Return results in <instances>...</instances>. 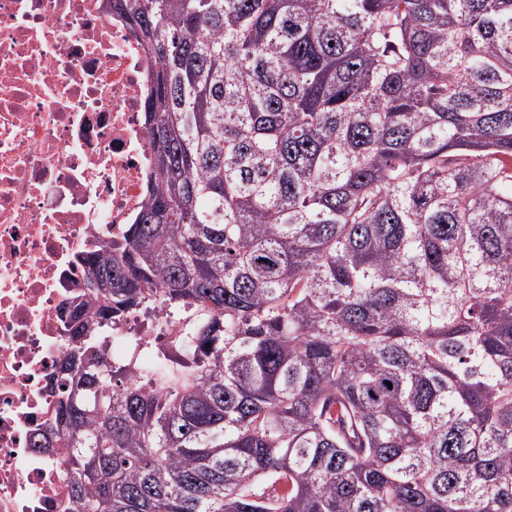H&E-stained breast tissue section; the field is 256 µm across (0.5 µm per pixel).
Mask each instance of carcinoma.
<instances>
[{"label": "carcinoma", "instance_id": "obj_1", "mask_svg": "<svg viewBox=\"0 0 512 512\" xmlns=\"http://www.w3.org/2000/svg\"><path fill=\"white\" fill-rule=\"evenodd\" d=\"M147 200L79 257L70 512H512V0H112ZM196 308L158 366L103 328Z\"/></svg>", "mask_w": 512, "mask_h": 512}]
</instances>
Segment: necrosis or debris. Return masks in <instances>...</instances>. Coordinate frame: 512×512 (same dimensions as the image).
Instances as JSON below:
<instances>
[{"label":"necrosis or debris","mask_w":512,"mask_h":512,"mask_svg":"<svg viewBox=\"0 0 512 512\" xmlns=\"http://www.w3.org/2000/svg\"><path fill=\"white\" fill-rule=\"evenodd\" d=\"M152 65L112 0H0V512H68L52 415L78 254L146 202Z\"/></svg>","instance_id":"1"}]
</instances>
